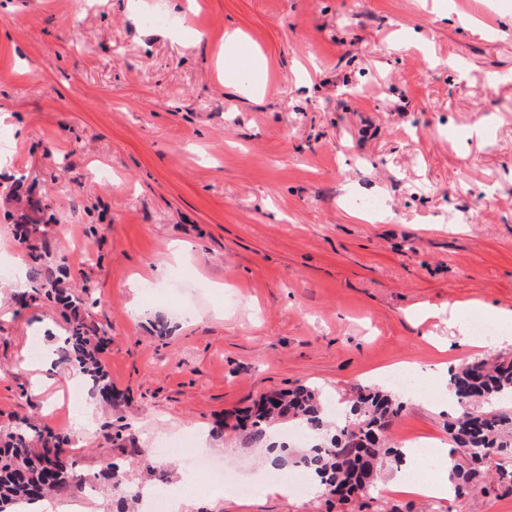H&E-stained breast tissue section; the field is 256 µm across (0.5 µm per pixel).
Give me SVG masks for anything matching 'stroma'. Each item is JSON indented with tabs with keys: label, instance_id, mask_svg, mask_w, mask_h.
Masks as SVG:
<instances>
[{
	"label": "stroma",
	"instance_id": "obj_1",
	"mask_svg": "<svg viewBox=\"0 0 512 512\" xmlns=\"http://www.w3.org/2000/svg\"><path fill=\"white\" fill-rule=\"evenodd\" d=\"M149 2L170 25L133 0H0V261L34 286L0 285V429L65 435L90 481L184 436L246 478L268 465L238 411L296 384L341 400L409 363L426 389L401 392L389 438L449 445L438 364L512 358L448 328L456 301L512 309V0ZM233 31L269 61L259 98L231 88L251 62L217 73ZM152 270L165 291L133 287ZM51 288L107 339L87 434ZM484 468L458 499L346 502L204 473L183 512H512V456Z\"/></svg>",
	"mask_w": 512,
	"mask_h": 512
}]
</instances>
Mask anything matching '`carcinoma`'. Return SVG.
I'll use <instances>...</instances> for the list:
<instances>
[{"mask_svg":"<svg viewBox=\"0 0 512 512\" xmlns=\"http://www.w3.org/2000/svg\"><path fill=\"white\" fill-rule=\"evenodd\" d=\"M71 336L61 349L65 363H77L80 372L100 383L106 374L92 356L97 341L85 335L83 325L70 322ZM461 411L448 421V435L468 464H456L450 476L455 496L461 497L477 483L480 466L492 454H512V361L489 364L474 360L449 376ZM403 410L398 397L382 390L359 388L350 400L349 416L332 428L319 390L299 384L265 396L238 419L250 442H262L277 419L317 437V443L297 455L294 464L315 473L332 494L349 498L369 493L380 474L400 462L401 450L385 442L383 434ZM32 427L20 421L0 434V512L14 504L38 500L55 492H80L86 481L65 460L67 438L51 431L31 444ZM127 468L114 462L102 473L120 502L139 498L128 484Z\"/></svg>","mask_w":512,"mask_h":512,"instance_id":"carcinoma-1","label":"carcinoma"}]
</instances>
